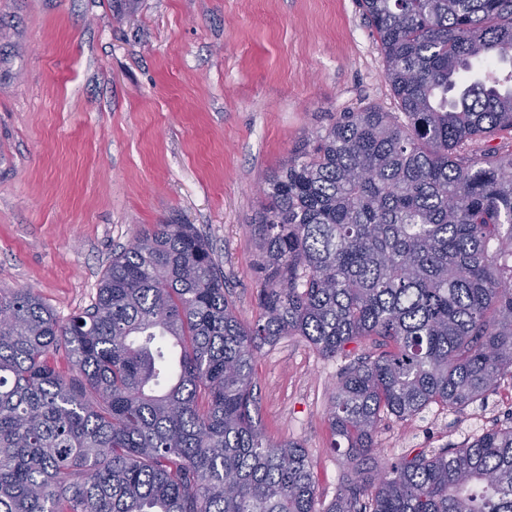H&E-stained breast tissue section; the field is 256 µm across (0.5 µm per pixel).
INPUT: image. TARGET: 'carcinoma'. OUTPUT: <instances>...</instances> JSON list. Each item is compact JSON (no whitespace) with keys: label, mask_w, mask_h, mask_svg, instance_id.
<instances>
[{"label":"carcinoma","mask_w":512,"mask_h":512,"mask_svg":"<svg viewBox=\"0 0 512 512\" xmlns=\"http://www.w3.org/2000/svg\"><path fill=\"white\" fill-rule=\"evenodd\" d=\"M359 7L400 111L344 112L263 179L254 322L193 224L137 234L66 321L0 287V512H316L307 450L258 418L284 336L385 346L333 392L355 480L326 512H512V425L372 458L384 419L512 381V0Z\"/></svg>","instance_id":"carcinoma-1"}]
</instances>
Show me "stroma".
I'll return each mask as SVG.
<instances>
[{
    "label": "stroma",
    "mask_w": 512,
    "mask_h": 512,
    "mask_svg": "<svg viewBox=\"0 0 512 512\" xmlns=\"http://www.w3.org/2000/svg\"><path fill=\"white\" fill-rule=\"evenodd\" d=\"M0 0V285L60 320L90 306L113 253L155 224L209 240L238 319L262 278L258 184L343 112L398 111L357 0ZM374 338L324 358L286 336L261 352L267 436L303 444L318 512L350 475L328 407ZM512 417V383L485 406L385 419L376 458L461 442Z\"/></svg>",
    "instance_id": "obj_1"
}]
</instances>
